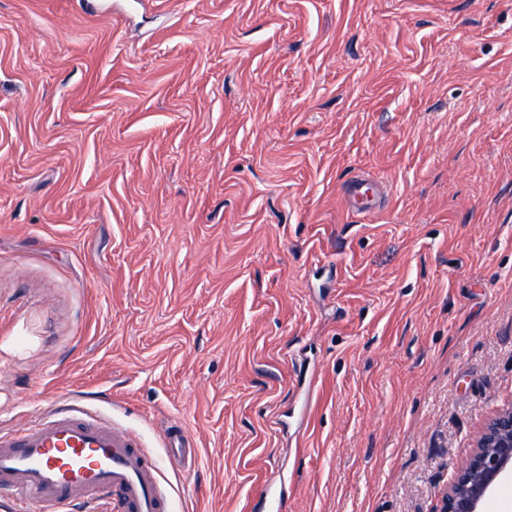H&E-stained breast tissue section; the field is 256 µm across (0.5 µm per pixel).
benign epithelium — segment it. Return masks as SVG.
Here are the masks:
<instances>
[{"mask_svg":"<svg viewBox=\"0 0 512 512\" xmlns=\"http://www.w3.org/2000/svg\"><path fill=\"white\" fill-rule=\"evenodd\" d=\"M512 474V405L498 410L477 434L472 454L456 467L440 512H483L496 488Z\"/></svg>","mask_w":512,"mask_h":512,"instance_id":"1","label":"benign epithelium"}]
</instances>
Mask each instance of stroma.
<instances>
[{"instance_id": "1", "label": "stroma", "mask_w": 512, "mask_h": 512, "mask_svg": "<svg viewBox=\"0 0 512 512\" xmlns=\"http://www.w3.org/2000/svg\"><path fill=\"white\" fill-rule=\"evenodd\" d=\"M106 3L0 0V428L108 395L174 512H439L512 405V0ZM165 446L171 463H186L192 460L194 448L192 442L177 425H171L166 432Z\"/></svg>"}]
</instances>
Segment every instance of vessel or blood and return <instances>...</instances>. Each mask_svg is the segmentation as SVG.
<instances>
[{
    "label": "vessel or blood",
    "instance_id": "obj_1",
    "mask_svg": "<svg viewBox=\"0 0 512 512\" xmlns=\"http://www.w3.org/2000/svg\"><path fill=\"white\" fill-rule=\"evenodd\" d=\"M172 463L191 460L192 442L170 426ZM0 497L14 512H170L160 466L138 438L79 407L53 408L35 425L0 431Z\"/></svg>",
    "mask_w": 512,
    "mask_h": 512
}]
</instances>
